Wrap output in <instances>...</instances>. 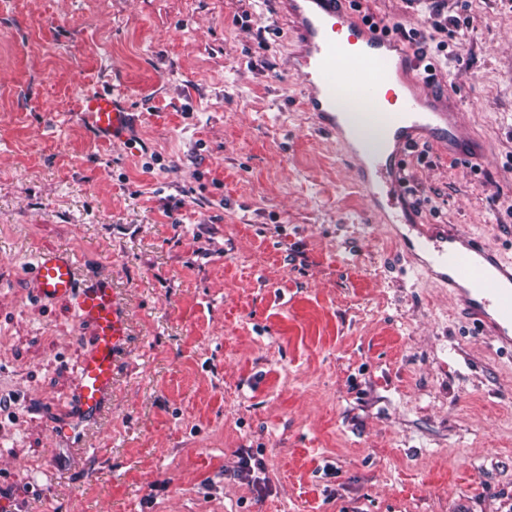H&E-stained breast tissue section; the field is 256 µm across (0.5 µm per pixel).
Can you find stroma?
<instances>
[{
  "instance_id": "35a3bbf8",
  "label": "stroma",
  "mask_w": 512,
  "mask_h": 512,
  "mask_svg": "<svg viewBox=\"0 0 512 512\" xmlns=\"http://www.w3.org/2000/svg\"><path fill=\"white\" fill-rule=\"evenodd\" d=\"M413 31L480 138L408 161L420 219L512 257V0H357ZM279 0H0V491L15 512H512V349L382 230L316 128ZM116 93L120 138L80 118ZM134 325L108 417L66 420L96 328ZM263 484L239 476L240 453ZM78 267L76 256L67 249L39 251L32 267L41 298H74L82 317L98 329L80 365L79 391L70 415L57 426L73 438L83 436V430L107 413L119 364L131 337L129 313L112 280L100 277L81 287Z\"/></svg>"
}]
</instances>
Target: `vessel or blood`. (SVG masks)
Instances as JSON below:
<instances>
[{
    "label": "vessel or blood",
    "mask_w": 512,
    "mask_h": 512,
    "mask_svg": "<svg viewBox=\"0 0 512 512\" xmlns=\"http://www.w3.org/2000/svg\"><path fill=\"white\" fill-rule=\"evenodd\" d=\"M347 0H289L288 12L299 49L292 57L307 92V111L320 129L347 143L356 177L396 246L421 270L447 288L466 319L482 335L512 348V259L453 224H421L412 218L409 157L423 146L440 144L449 158L482 166L486 151L461 131L460 114L446 94L427 85L421 63L407 47L367 22ZM345 97L373 106L370 120L380 141L348 136L331 104ZM82 116L99 136L112 139L125 129L127 114L115 95L84 99ZM38 294L74 298L82 317L98 334L79 369V391L61 433L77 437L97 423L112 402L119 364L131 337L123 299L111 280L80 283L78 261L69 250L41 251L32 267Z\"/></svg>",
    "instance_id": "1"
}]
</instances>
